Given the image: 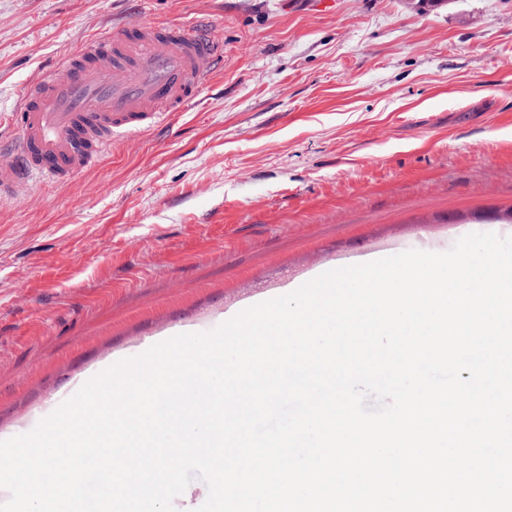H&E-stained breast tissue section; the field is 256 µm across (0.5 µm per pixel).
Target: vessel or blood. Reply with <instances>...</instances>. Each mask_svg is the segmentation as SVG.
Wrapping results in <instances>:
<instances>
[{"instance_id":"vessel-or-blood-1","label":"vessel or blood","mask_w":512,"mask_h":512,"mask_svg":"<svg viewBox=\"0 0 512 512\" xmlns=\"http://www.w3.org/2000/svg\"><path fill=\"white\" fill-rule=\"evenodd\" d=\"M224 55L197 25H135L83 44L62 72L28 87L15 112L13 159L0 164V194L37 175L51 183L99 162L119 135L153 130L183 111Z\"/></svg>"}]
</instances>
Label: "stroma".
<instances>
[{
    "label": "stroma",
    "instance_id": "stroma-1",
    "mask_svg": "<svg viewBox=\"0 0 512 512\" xmlns=\"http://www.w3.org/2000/svg\"><path fill=\"white\" fill-rule=\"evenodd\" d=\"M198 21L224 61L185 111L0 197V438L317 269L512 236V0H0V118L101 34Z\"/></svg>",
    "mask_w": 512,
    "mask_h": 512
}]
</instances>
